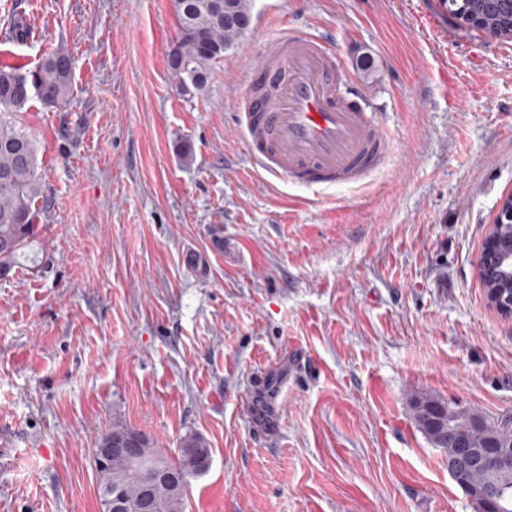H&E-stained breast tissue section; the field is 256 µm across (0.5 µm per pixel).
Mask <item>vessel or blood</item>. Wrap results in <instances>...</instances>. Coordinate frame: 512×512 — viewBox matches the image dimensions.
<instances>
[{"instance_id": "vessel-or-blood-1", "label": "vessel or blood", "mask_w": 512, "mask_h": 512, "mask_svg": "<svg viewBox=\"0 0 512 512\" xmlns=\"http://www.w3.org/2000/svg\"><path fill=\"white\" fill-rule=\"evenodd\" d=\"M328 41L284 30L270 41L239 101L238 123L254 167L285 181L356 184L383 166L392 145Z\"/></svg>"}]
</instances>
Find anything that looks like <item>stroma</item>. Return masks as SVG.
I'll use <instances>...</instances> for the list:
<instances>
[{
  "instance_id": "stroma-1",
  "label": "stroma",
  "mask_w": 512,
  "mask_h": 512,
  "mask_svg": "<svg viewBox=\"0 0 512 512\" xmlns=\"http://www.w3.org/2000/svg\"><path fill=\"white\" fill-rule=\"evenodd\" d=\"M11 14L31 38L0 64L62 47L73 86L21 116L48 203L43 265L0 278V512H101L90 450L116 424L172 457L205 438L186 512H473L411 399L512 417V318L477 273L512 194V40L442 0H253L183 95L173 0H0ZM286 27L331 38L390 137L367 180L253 167L237 100Z\"/></svg>"
}]
</instances>
